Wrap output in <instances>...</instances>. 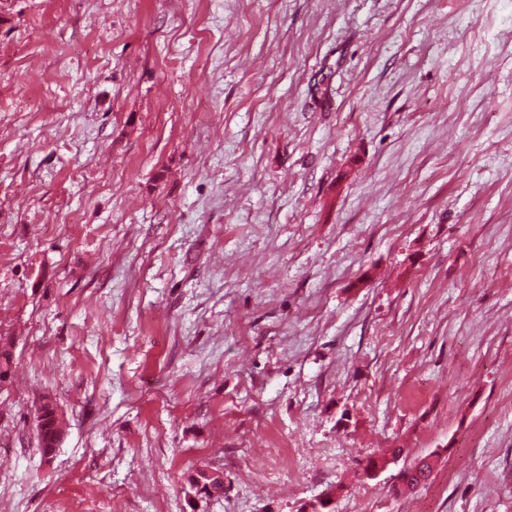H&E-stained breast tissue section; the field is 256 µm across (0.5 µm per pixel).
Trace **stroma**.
<instances>
[{
    "mask_svg": "<svg viewBox=\"0 0 512 512\" xmlns=\"http://www.w3.org/2000/svg\"><path fill=\"white\" fill-rule=\"evenodd\" d=\"M0 339V512H512V0H0ZM37 421L40 448L44 451L55 448L61 439V435L64 434L59 414L56 416V409L50 405L40 406Z\"/></svg>",
    "mask_w": 512,
    "mask_h": 512,
    "instance_id": "stroma-1",
    "label": "stroma"
}]
</instances>
